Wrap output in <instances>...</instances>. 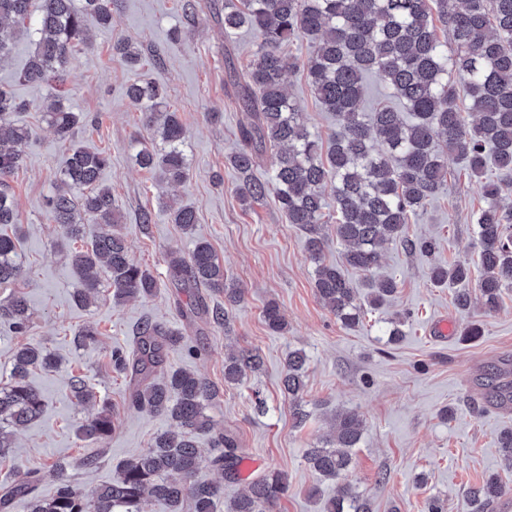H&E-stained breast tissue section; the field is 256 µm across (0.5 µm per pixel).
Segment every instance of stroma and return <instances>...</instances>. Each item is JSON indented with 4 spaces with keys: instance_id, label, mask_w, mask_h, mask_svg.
<instances>
[{
    "instance_id": "35a3bbf8",
    "label": "stroma",
    "mask_w": 512,
    "mask_h": 512,
    "mask_svg": "<svg viewBox=\"0 0 512 512\" xmlns=\"http://www.w3.org/2000/svg\"><path fill=\"white\" fill-rule=\"evenodd\" d=\"M183 3L119 0L111 29L94 31L72 57L68 71V85L75 91L70 105L84 118L76 142L110 154L101 181L112 190L131 256L160 284L146 300L114 304L105 283L94 304L84 308L73 303L78 277L46 210L68 147L56 140L42 118L49 89L22 79L32 51L30 36L16 33L11 53L0 59V84L32 104L12 116L14 123L31 131L22 166L10 180L23 273L0 285V303L25 295L31 328L23 336L0 328V381H6L11 356L21 345L43 346L61 358L58 370H37L30 376L45 397V409L18 432L12 459L0 466V484L30 468L63 464L78 486L92 489L110 482L120 462L172 429L166 416L129 410L125 377L111 371L108 354L112 348L130 346L144 320L182 329L166 286L167 256L173 250L189 253L201 237L223 263L226 281L242 288L243 297L228 306L223 296H214V303L226 307L225 327H205L201 354L191 357L174 350L167 365L210 382L216 395L206 412L215 429L232 433L243 458L254 463L249 472L221 479L216 512H228L252 480L272 469L286 471L289 481L288 493L274 512H324L342 483L319 481L303 454L328 437L325 419L340 412L357 413L363 420L346 481L367 502L369 512H424L432 496L444 500L446 512H467L471 488L492 475L512 489V460L498 444L499 435L512 430V408L489 406L477 383L484 370L512 358V289L503 291L496 309L487 310L477 298L466 313L456 308L448 288L435 286L428 277L432 266L476 260L471 215L484 204L480 184L457 163H449L445 187L424 212L412 217L407 229L410 237L435 239V250L411 253L391 243L372 272L347 269L354 288H363L372 278L393 277L399 289L380 308L368 309L361 324L344 327L316 294L305 231L288 223L274 199L248 208L237 195L239 178L230 158L240 147L238 127L244 114L227 65L246 68L259 40L246 30L225 40L212 11L200 10L189 22ZM118 39L138 46L139 69L113 55L112 43ZM310 50L304 39L288 45L287 54L300 66L287 73L286 83L311 131L326 141L337 131L339 118L323 109L311 91L301 66ZM141 71L166 86L170 108L186 126L190 178L184 185L160 187L155 173L132 159L135 142H155L125 97L127 84ZM173 198L194 206V234L170 222L164 205ZM145 210L152 214L151 223L139 220ZM272 300L288 323L280 334L272 333L263 318ZM400 317L404 334L399 341H388L383 331ZM444 318L453 330L440 336L433 326ZM88 325L98 328V344L75 347V331ZM473 327L479 333L472 337L468 331ZM232 349L257 352L261 369L246 373L238 383H225L224 357ZM299 349L308 357L301 400L308 417L300 423L281 389L285 360ZM73 374L85 376L98 402L111 406L115 429L110 436L96 441L80 436L79 428L92 410L70 397L68 378ZM90 451L96 452L98 462L88 469L80 459Z\"/></svg>"
}]
</instances>
